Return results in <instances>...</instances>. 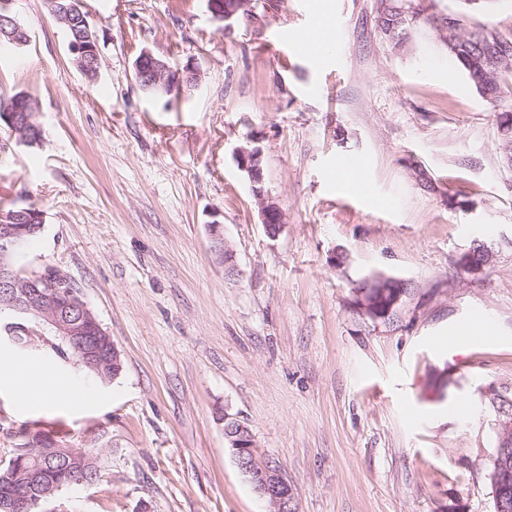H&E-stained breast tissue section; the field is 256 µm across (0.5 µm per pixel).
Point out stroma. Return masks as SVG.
<instances>
[{
	"label": "stroma",
	"mask_w": 512,
	"mask_h": 512,
	"mask_svg": "<svg viewBox=\"0 0 512 512\" xmlns=\"http://www.w3.org/2000/svg\"><path fill=\"white\" fill-rule=\"evenodd\" d=\"M318 0H252L223 22L207 0H83L100 71L76 66L45 0H12L29 35L0 56V98L39 102L41 145L0 125V201L33 203L44 229L25 273L68 276L121 353L102 381L47 345L27 363L82 383L92 405L19 407L0 381V461L20 428L99 457L66 487L74 512H271L240 470L224 419L275 459L297 512H494L497 409L512 401V167L491 104L449 76L442 25L512 33V0H328L333 48L279 42ZM148 51L200 75L181 95L139 88ZM261 151L285 224L269 236L239 153ZM362 165L371 193L341 184ZM219 222L232 253L211 249ZM494 262L458 268L473 241ZM342 265H335V256ZM405 290L392 315L359 309L364 276Z\"/></svg>",
	"instance_id": "35a3bbf8"
}]
</instances>
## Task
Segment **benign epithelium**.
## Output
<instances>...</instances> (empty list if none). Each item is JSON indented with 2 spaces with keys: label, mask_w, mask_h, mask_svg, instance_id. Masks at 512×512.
I'll return each instance as SVG.
<instances>
[{
  "label": "benign epithelium",
  "mask_w": 512,
  "mask_h": 512,
  "mask_svg": "<svg viewBox=\"0 0 512 512\" xmlns=\"http://www.w3.org/2000/svg\"><path fill=\"white\" fill-rule=\"evenodd\" d=\"M52 13L65 16V21L73 26V37L68 47L79 62L83 74L91 81L98 77L100 70L99 54L95 33L91 31L82 12V0H46ZM250 0H208V8L215 18L228 21L242 13L249 15ZM17 21L11 15H0V43L5 46L21 48L25 40L17 37ZM444 37L448 48L454 52L460 50L462 34L458 16L448 14L444 26ZM135 75L138 83L161 92L191 88L197 85L199 76L196 70L179 71L168 61L142 52L135 61ZM30 106L18 105L14 109L0 114L7 126L16 131L30 123ZM240 164L253 182V192L261 204V216L264 225H275L278 229L284 224L282 211L265 202L262 187L261 151L257 148L243 150ZM30 220L26 210L4 212L0 210V311L8 310L13 321L5 325V332L12 339L31 340L34 329L31 323L44 325L56 339L69 346L79 357L80 363L103 380L115 378L121 371L120 354L116 343L103 330L96 317L88 311L78 296L69 278L60 270L47 267L43 272L25 279L20 278L10 262V253L20 238L18 225ZM212 249L220 258L232 260L227 248L220 223L210 225ZM474 249L464 252L458 267L468 273L481 271L493 258L490 249L483 250L481 263L472 262ZM401 294L395 293L390 300L361 301V310L371 319H387L400 300ZM496 431L500 436V446L512 445V416H498ZM224 437L229 444L239 468L247 475L256 492L273 507V512H296L294 492L291 483L279 463L271 458L257 455L251 431L239 420L224 416ZM63 458L66 467L81 475L75 484L90 483L95 480L98 471V457L87 450L60 448L53 444L50 448L40 449ZM32 453L13 459L11 471L14 483L21 485L0 498V512H33L41 501L52 498L60 487L45 485L40 481L39 471L28 464ZM490 486L494 502L499 504L512 498V458L500 454L494 469L489 473Z\"/></svg>",
  "instance_id": "7a95c632"
}]
</instances>
